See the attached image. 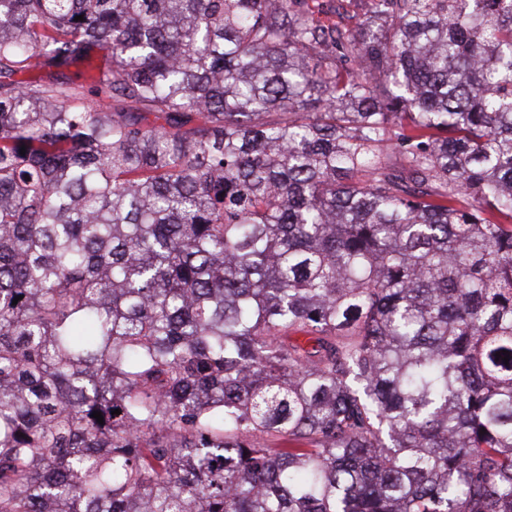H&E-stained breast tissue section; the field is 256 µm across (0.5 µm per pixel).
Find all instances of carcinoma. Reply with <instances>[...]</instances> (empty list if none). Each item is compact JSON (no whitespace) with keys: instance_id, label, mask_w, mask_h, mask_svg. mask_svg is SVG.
Masks as SVG:
<instances>
[{"instance_id":"1","label":"carcinoma","mask_w":512,"mask_h":512,"mask_svg":"<svg viewBox=\"0 0 512 512\" xmlns=\"http://www.w3.org/2000/svg\"><path fill=\"white\" fill-rule=\"evenodd\" d=\"M316 8L0 0V512H512V0Z\"/></svg>"}]
</instances>
